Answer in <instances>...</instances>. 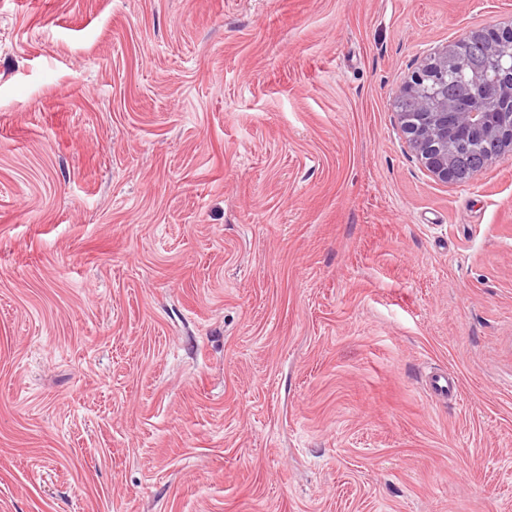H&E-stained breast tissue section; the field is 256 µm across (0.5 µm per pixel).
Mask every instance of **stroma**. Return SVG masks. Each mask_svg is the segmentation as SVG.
<instances>
[{
	"mask_svg": "<svg viewBox=\"0 0 512 512\" xmlns=\"http://www.w3.org/2000/svg\"><path fill=\"white\" fill-rule=\"evenodd\" d=\"M509 24L0 0V512H512V153L442 182L395 105ZM429 392L438 400H450L457 395V382L448 373L434 375L429 383Z\"/></svg>",
	"mask_w": 512,
	"mask_h": 512,
	"instance_id": "35a3bbf8",
	"label": "stroma"
}]
</instances>
